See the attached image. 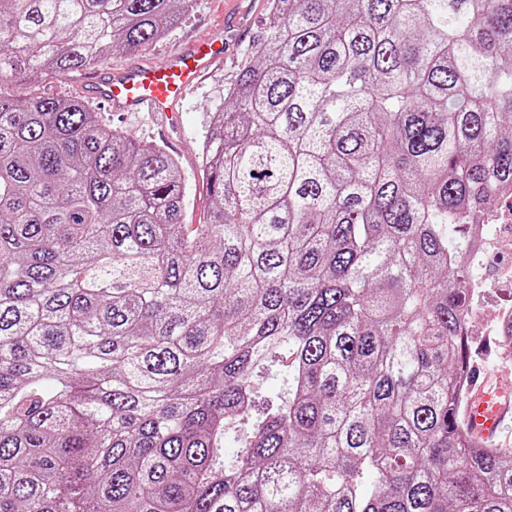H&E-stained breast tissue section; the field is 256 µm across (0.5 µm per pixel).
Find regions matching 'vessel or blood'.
Instances as JSON below:
<instances>
[{"instance_id": "1", "label": "vessel or blood", "mask_w": 512, "mask_h": 512, "mask_svg": "<svg viewBox=\"0 0 512 512\" xmlns=\"http://www.w3.org/2000/svg\"><path fill=\"white\" fill-rule=\"evenodd\" d=\"M238 36L235 21L207 36L188 42L160 67L133 63L119 70L106 69L88 81L85 96L113 112H151L174 117L182 111L187 94L219 62ZM512 415V385L497 383L476 389L467 404L465 422L472 434L494 435Z\"/></svg>"}]
</instances>
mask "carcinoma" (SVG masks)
Here are the masks:
<instances>
[{"label": "carcinoma", "instance_id": "1", "mask_svg": "<svg viewBox=\"0 0 512 512\" xmlns=\"http://www.w3.org/2000/svg\"><path fill=\"white\" fill-rule=\"evenodd\" d=\"M193 2L0 0V87ZM206 119L192 226L162 147L0 95V512H512L457 386L465 219L512 185V0H268Z\"/></svg>", "mask_w": 512, "mask_h": 512}]
</instances>
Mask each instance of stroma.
Masks as SVG:
<instances>
[{
	"instance_id": "obj_1",
	"label": "stroma",
	"mask_w": 512,
	"mask_h": 512,
	"mask_svg": "<svg viewBox=\"0 0 512 512\" xmlns=\"http://www.w3.org/2000/svg\"><path fill=\"white\" fill-rule=\"evenodd\" d=\"M265 9L266 0H195L189 15L171 29L165 38L144 48L112 55L106 61L110 67H121L139 61L159 64L192 38L222 24L226 12H235L240 18V37L230 46L223 65L189 96L184 106L180 130L165 129L161 117L145 112H112L105 108L100 111L107 124L135 140L160 144L178 159L188 187L183 211L184 223H204L212 208V202L202 187L200 166V150L205 134L204 112L207 107L218 104L223 87L248 60L252 45L263 34ZM90 76V71L80 69L63 78L46 77L36 84L12 82L0 86V95L16 99L34 95L76 96ZM483 320L484 316L480 313L472 318L473 334L469 341L475 354L474 361L478 364L481 375H498L512 380V355H498L494 343L487 341L482 334Z\"/></svg>"
}]
</instances>
